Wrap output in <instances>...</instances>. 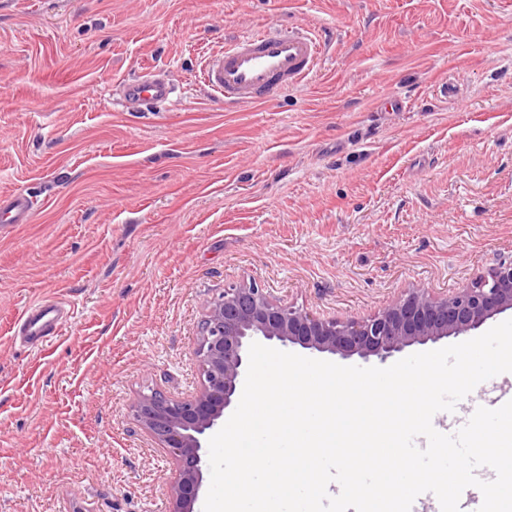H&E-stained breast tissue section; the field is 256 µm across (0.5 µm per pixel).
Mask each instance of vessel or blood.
<instances>
[{"label":"vessel or blood","mask_w":512,"mask_h":512,"mask_svg":"<svg viewBox=\"0 0 512 512\" xmlns=\"http://www.w3.org/2000/svg\"><path fill=\"white\" fill-rule=\"evenodd\" d=\"M321 34L306 28L282 30L269 25L225 44L210 54L202 77L225 105L262 103L304 83L317 69L324 52ZM170 82L149 78L126 83L125 96L132 105H154L172 94ZM34 202L24 192L0 196V223L23 224L33 216ZM61 320L58 304H31L17 320V333L39 343L51 336Z\"/></svg>","instance_id":"1"}]
</instances>
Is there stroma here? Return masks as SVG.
Wrapping results in <instances>:
<instances>
[{
    "label": "stroma",
    "mask_w": 512,
    "mask_h": 512,
    "mask_svg": "<svg viewBox=\"0 0 512 512\" xmlns=\"http://www.w3.org/2000/svg\"><path fill=\"white\" fill-rule=\"evenodd\" d=\"M273 22L327 34L317 72L224 106L204 58ZM150 75L170 98L127 107ZM17 190L37 212L0 229V512H170L175 467L133 404L195 390L224 288L363 318L512 257V0H0V196ZM56 299L59 335L15 342ZM511 389L483 381L432 425Z\"/></svg>",
    "instance_id": "stroma-1"
}]
</instances>
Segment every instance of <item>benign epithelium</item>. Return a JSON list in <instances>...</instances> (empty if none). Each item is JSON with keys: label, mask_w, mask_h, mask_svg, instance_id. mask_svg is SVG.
Instances as JSON below:
<instances>
[{"label": "benign epithelium", "mask_w": 512, "mask_h": 512, "mask_svg": "<svg viewBox=\"0 0 512 512\" xmlns=\"http://www.w3.org/2000/svg\"><path fill=\"white\" fill-rule=\"evenodd\" d=\"M506 310H512V259L476 274L449 295L415 288L364 319L318 318L254 283L224 289L204 305L193 351L198 389L186 397L153 389L134 402L139 429L175 461L171 512H195L206 444L243 392L252 343L384 361L408 346L477 330Z\"/></svg>", "instance_id": "benign-epithelium-1"}]
</instances>
